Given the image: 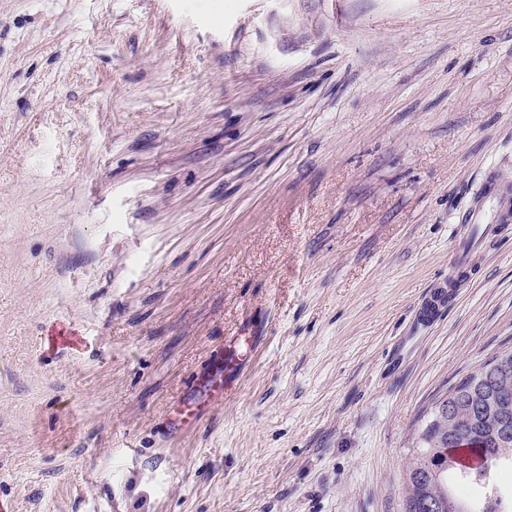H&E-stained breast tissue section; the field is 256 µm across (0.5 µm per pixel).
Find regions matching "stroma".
Here are the masks:
<instances>
[{
  "instance_id": "obj_1",
  "label": "stroma",
  "mask_w": 512,
  "mask_h": 512,
  "mask_svg": "<svg viewBox=\"0 0 512 512\" xmlns=\"http://www.w3.org/2000/svg\"><path fill=\"white\" fill-rule=\"evenodd\" d=\"M510 349L512 0H0V512H404ZM249 360L248 355H237L228 350L224 354V368L217 367L198 377L189 390L175 400L166 422L168 437L178 439L196 430L210 413L233 395Z\"/></svg>"
}]
</instances>
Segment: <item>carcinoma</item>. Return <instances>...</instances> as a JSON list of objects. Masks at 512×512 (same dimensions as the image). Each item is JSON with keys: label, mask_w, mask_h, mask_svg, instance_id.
Wrapping results in <instances>:
<instances>
[{"label": "carcinoma", "mask_w": 512, "mask_h": 512, "mask_svg": "<svg viewBox=\"0 0 512 512\" xmlns=\"http://www.w3.org/2000/svg\"><path fill=\"white\" fill-rule=\"evenodd\" d=\"M478 457L465 466L456 451ZM408 468L404 512H512L494 470H512V350L486 361L432 403Z\"/></svg>", "instance_id": "cac0c4a2"}]
</instances>
